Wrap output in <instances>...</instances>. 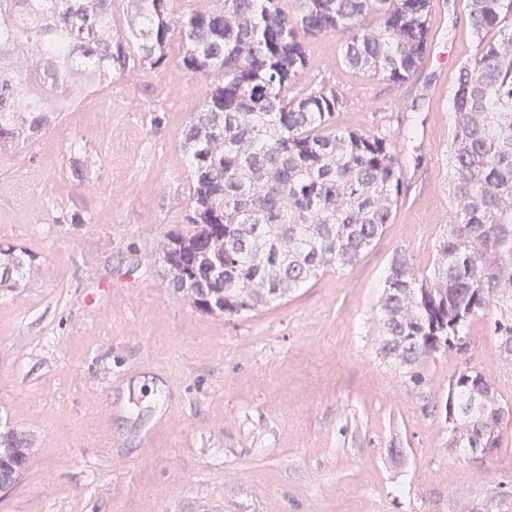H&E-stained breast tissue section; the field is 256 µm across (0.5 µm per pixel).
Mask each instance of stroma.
<instances>
[{"instance_id":"obj_1","label":"stroma","mask_w":512,"mask_h":512,"mask_svg":"<svg viewBox=\"0 0 512 512\" xmlns=\"http://www.w3.org/2000/svg\"><path fill=\"white\" fill-rule=\"evenodd\" d=\"M424 61L394 84L346 69L327 36L299 86H339V128L406 157L390 224L353 266L286 300L215 318L159 252L186 231L182 130L201 101L176 56L81 97L30 153L0 165V244L35 255L0 289V428L32 464L0 512H483L512 489V415L477 460L448 445L452 375L473 366L512 407L491 317L420 382L378 351L393 257L429 273L448 230L449 92L477 40L469 0H433ZM92 157L83 182L75 155ZM80 212L87 224L62 218Z\"/></svg>"}]
</instances>
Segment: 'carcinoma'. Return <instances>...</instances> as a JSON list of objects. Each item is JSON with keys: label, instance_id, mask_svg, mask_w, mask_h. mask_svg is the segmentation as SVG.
<instances>
[{"label": "carcinoma", "instance_id": "1", "mask_svg": "<svg viewBox=\"0 0 512 512\" xmlns=\"http://www.w3.org/2000/svg\"><path fill=\"white\" fill-rule=\"evenodd\" d=\"M0 0V160L34 144L83 91L168 57L203 78L182 132L191 165L190 231L161 248L170 281L198 310L240 316L287 297L319 272L354 264L390 223L405 158L385 135L342 130L345 99L323 84L294 92L310 39L336 36L345 66L401 83L423 59L430 0ZM478 53L458 71L448 176L451 224L432 270L393 258L376 319L379 350L414 368L457 354L478 317L500 306L494 336L512 361V0H470ZM495 32L497 37L486 39ZM33 256L0 249V284ZM213 268L223 277L198 287ZM449 447L498 445L505 414L494 382L471 366L452 378ZM27 439L0 430V473L24 472Z\"/></svg>", "mask_w": 512, "mask_h": 512}]
</instances>
